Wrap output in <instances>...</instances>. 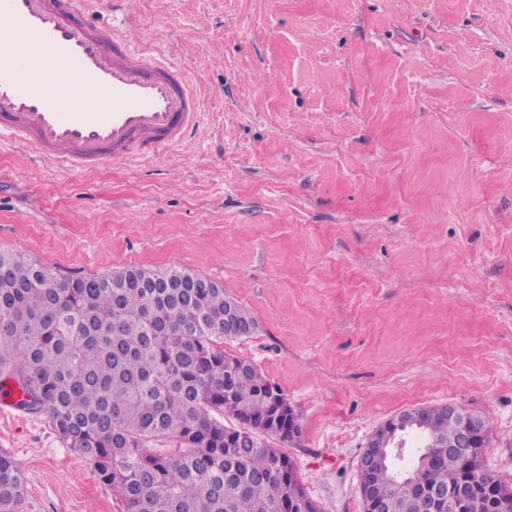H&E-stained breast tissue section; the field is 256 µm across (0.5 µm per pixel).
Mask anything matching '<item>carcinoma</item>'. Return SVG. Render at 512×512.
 Wrapping results in <instances>:
<instances>
[{
    "label": "carcinoma",
    "instance_id": "obj_1",
    "mask_svg": "<svg viewBox=\"0 0 512 512\" xmlns=\"http://www.w3.org/2000/svg\"><path fill=\"white\" fill-rule=\"evenodd\" d=\"M223 286L176 266L128 267L107 275L61 276L0 250V377L15 382L16 408L46 416L63 444L90 460L125 512H320L288 454L263 437L247 448L225 440L232 418L250 429L280 388L224 341L256 331ZM418 437L423 451L398 471L385 459L367 475L393 512H448L419 483L464 484L480 512L497 480L496 505L512 509V482L483 464L487 431L467 457L439 454L448 422L390 429V441ZM175 441V448L153 443ZM22 471L0 454V512H23Z\"/></svg>",
    "mask_w": 512,
    "mask_h": 512
}]
</instances>
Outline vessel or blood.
<instances>
[{"instance_id": "b4317fda", "label": "vessel or blood", "mask_w": 512, "mask_h": 512, "mask_svg": "<svg viewBox=\"0 0 512 512\" xmlns=\"http://www.w3.org/2000/svg\"><path fill=\"white\" fill-rule=\"evenodd\" d=\"M130 0H0V138L72 169L153 157L199 126L187 72L105 12Z\"/></svg>"}]
</instances>
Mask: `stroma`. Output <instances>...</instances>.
Segmentation results:
<instances>
[{"label": "stroma", "mask_w": 512, "mask_h": 512, "mask_svg": "<svg viewBox=\"0 0 512 512\" xmlns=\"http://www.w3.org/2000/svg\"><path fill=\"white\" fill-rule=\"evenodd\" d=\"M117 26L201 80L204 128L70 171L0 142V249L70 277L178 266L256 318L321 512H364L372 431L444 403L512 480V0H139ZM24 512H124L49 420L0 404Z\"/></svg>", "instance_id": "35a3bbf8"}]
</instances>
